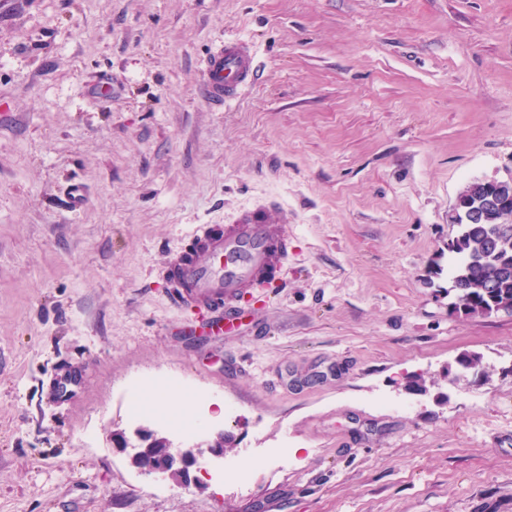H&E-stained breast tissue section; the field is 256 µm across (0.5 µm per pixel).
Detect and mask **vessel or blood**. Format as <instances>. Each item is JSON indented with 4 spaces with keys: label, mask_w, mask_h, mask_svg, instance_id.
Wrapping results in <instances>:
<instances>
[{
    "label": "vessel or blood",
    "mask_w": 512,
    "mask_h": 512,
    "mask_svg": "<svg viewBox=\"0 0 512 512\" xmlns=\"http://www.w3.org/2000/svg\"><path fill=\"white\" fill-rule=\"evenodd\" d=\"M202 70L209 101L228 107L256 84L258 52L244 37H227L209 48ZM289 242L287 231L268 221L261 204L227 223L193 229L163 272L172 305L197 314L210 329H234L246 294L280 285Z\"/></svg>",
    "instance_id": "1"
}]
</instances>
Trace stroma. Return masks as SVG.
<instances>
[{"label":"stroma","mask_w":512,"mask_h":512,"mask_svg":"<svg viewBox=\"0 0 512 512\" xmlns=\"http://www.w3.org/2000/svg\"><path fill=\"white\" fill-rule=\"evenodd\" d=\"M230 35L261 76L223 110ZM510 177L512 0H0V512H512V313L450 312L441 251L466 184ZM258 204L285 285L218 335L161 270ZM195 391L233 447L142 475L113 430L184 442L161 401ZM202 70L209 101L229 107L259 79L258 51L242 36L224 37L209 48Z\"/></svg>","instance_id":"obj_1"}]
</instances>
